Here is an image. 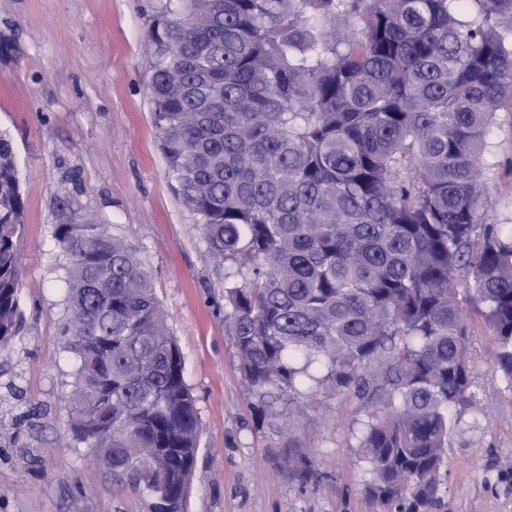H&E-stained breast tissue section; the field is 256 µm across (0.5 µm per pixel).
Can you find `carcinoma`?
<instances>
[{
	"label": "carcinoma",
	"instance_id": "carcinoma-1",
	"mask_svg": "<svg viewBox=\"0 0 512 512\" xmlns=\"http://www.w3.org/2000/svg\"><path fill=\"white\" fill-rule=\"evenodd\" d=\"M150 98L169 178L224 268V328L265 423L350 391L377 512H435L477 407L469 316L512 383V229L481 159L512 102V0H158ZM24 203L0 136V346L19 328ZM64 271L82 443L184 512L199 439L184 356L128 240L83 216ZM283 465L314 476L308 454Z\"/></svg>",
	"mask_w": 512,
	"mask_h": 512
}]
</instances>
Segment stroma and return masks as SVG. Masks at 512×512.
Here are the masks:
<instances>
[{"instance_id": "obj_1", "label": "stroma", "mask_w": 512, "mask_h": 512, "mask_svg": "<svg viewBox=\"0 0 512 512\" xmlns=\"http://www.w3.org/2000/svg\"><path fill=\"white\" fill-rule=\"evenodd\" d=\"M156 0H0V135L11 140L24 202L22 327L0 349V512H154L72 438L76 363L59 327L66 285L52 230L86 214L126 237L146 265L185 359L199 444L185 512H376L347 393L257 425L233 342L224 281L197 215L175 192L159 150L146 67ZM494 223L512 228V105L487 136ZM471 319L472 390L481 407L448 440L437 512H512V383L488 364L490 333ZM310 449L316 478L277 464Z\"/></svg>"}]
</instances>
